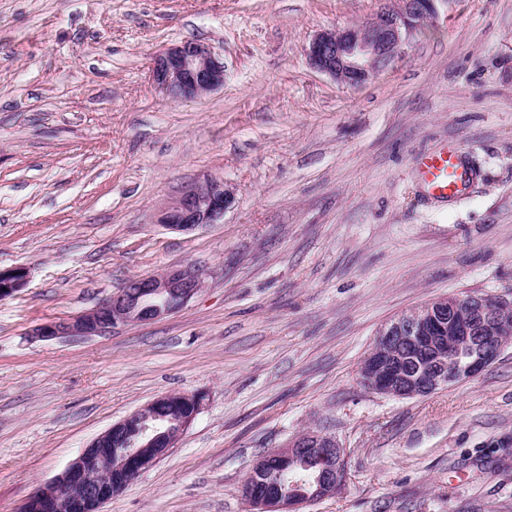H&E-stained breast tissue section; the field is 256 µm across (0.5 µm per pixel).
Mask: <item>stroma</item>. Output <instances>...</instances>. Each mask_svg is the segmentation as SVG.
Masks as SVG:
<instances>
[{"instance_id":"1","label":"stroma","mask_w":512,"mask_h":512,"mask_svg":"<svg viewBox=\"0 0 512 512\" xmlns=\"http://www.w3.org/2000/svg\"><path fill=\"white\" fill-rule=\"evenodd\" d=\"M380 0H0V512L96 437L199 393L174 448L102 512H250L256 459L318 431L336 494L302 512H512V343L425 396L364 388L378 331L442 296L512 300V0H439L393 68L350 87L309 66L319 32ZM207 45L224 85L167 100L166 47ZM448 140L481 180L438 203L415 161ZM223 179L220 224L161 210ZM192 265L180 310L102 336L33 337L135 276ZM27 278V269L23 266L0 269V298L14 296L25 287Z\"/></svg>"}]
</instances>
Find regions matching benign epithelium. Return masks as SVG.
I'll use <instances>...</instances> for the list:
<instances>
[{"label": "benign epithelium", "instance_id": "1", "mask_svg": "<svg viewBox=\"0 0 512 512\" xmlns=\"http://www.w3.org/2000/svg\"><path fill=\"white\" fill-rule=\"evenodd\" d=\"M438 0H392L362 25L319 33L310 43V66L337 82L361 86L401 59L409 39L436 12ZM152 83L167 99L187 101L224 86V63L197 40H183L159 53ZM234 193L222 179L183 190L161 212L158 223L178 231L224 223ZM27 269H0V298L14 296L27 283ZM204 287L193 266L161 275L139 276L95 308L69 320L38 325L43 339L100 336L118 323H138L169 314ZM506 308L489 307L475 297L444 296L403 314L378 334L360 367L371 390L395 397L424 395L475 376L491 364L512 338L500 328ZM203 405L197 394H169L112 425L52 481L38 488L21 512H101L151 467L191 424ZM317 452V491L326 497L340 487L341 448L328 436L308 433L270 454L252 468L254 480L239 486L252 512H301L313 501L288 490V461L299 450Z\"/></svg>", "mask_w": 512, "mask_h": 512}]
</instances>
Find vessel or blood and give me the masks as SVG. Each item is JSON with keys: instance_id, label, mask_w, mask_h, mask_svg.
Listing matches in <instances>:
<instances>
[{"instance_id": "1", "label": "vessel or blood", "mask_w": 512, "mask_h": 512, "mask_svg": "<svg viewBox=\"0 0 512 512\" xmlns=\"http://www.w3.org/2000/svg\"><path fill=\"white\" fill-rule=\"evenodd\" d=\"M417 172L425 196L443 202L466 198L480 178L469 148L458 141L421 154Z\"/></svg>"}]
</instances>
